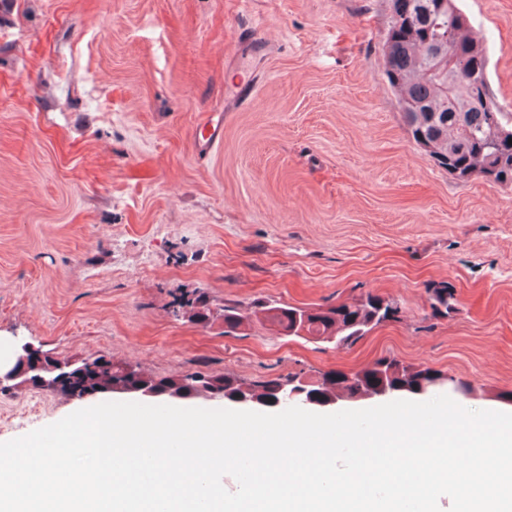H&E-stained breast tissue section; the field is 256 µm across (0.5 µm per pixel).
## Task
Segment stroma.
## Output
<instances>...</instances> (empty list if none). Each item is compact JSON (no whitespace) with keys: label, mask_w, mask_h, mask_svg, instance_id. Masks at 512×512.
Here are the masks:
<instances>
[{"label":"stroma","mask_w":512,"mask_h":512,"mask_svg":"<svg viewBox=\"0 0 512 512\" xmlns=\"http://www.w3.org/2000/svg\"><path fill=\"white\" fill-rule=\"evenodd\" d=\"M457 5L512 113V0ZM388 21V0H0V352L249 380L396 359L471 382L466 409L512 412V186L459 180L412 139ZM248 29L270 49L237 69ZM251 68L252 98L225 111ZM212 112L224 135L203 157ZM441 282L455 309L436 317ZM198 289L216 312L372 292L399 314L351 345L226 337L174 316ZM82 407L2 392L0 442ZM208 117L200 126L196 136V144L199 152L207 151L222 138L224 124L221 114Z\"/></svg>","instance_id":"stroma-1"}]
</instances>
